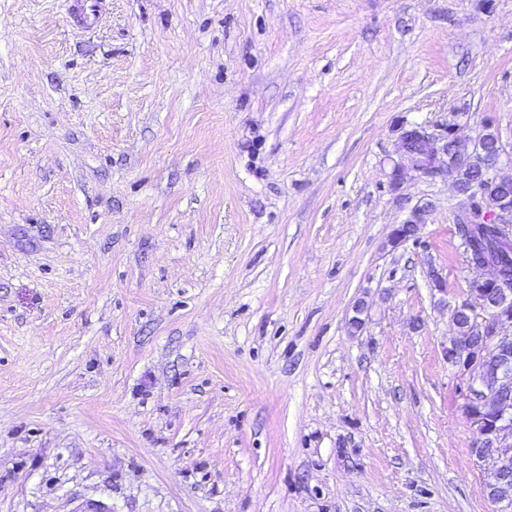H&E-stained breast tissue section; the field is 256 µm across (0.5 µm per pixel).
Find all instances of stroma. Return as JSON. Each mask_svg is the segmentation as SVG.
I'll list each match as a JSON object with an SVG mask.
<instances>
[{
  "label": "stroma",
  "instance_id": "1",
  "mask_svg": "<svg viewBox=\"0 0 512 512\" xmlns=\"http://www.w3.org/2000/svg\"><path fill=\"white\" fill-rule=\"evenodd\" d=\"M68 6L0 0V512H497L465 199L393 171L418 123L512 175V0ZM71 24L77 29H87L99 23L103 14L99 1H74L69 5Z\"/></svg>",
  "mask_w": 512,
  "mask_h": 512
}]
</instances>
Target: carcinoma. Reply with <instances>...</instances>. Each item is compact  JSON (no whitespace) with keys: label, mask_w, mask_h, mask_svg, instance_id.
Masks as SVG:
<instances>
[{"label":"carcinoma","mask_w":512,"mask_h":512,"mask_svg":"<svg viewBox=\"0 0 512 512\" xmlns=\"http://www.w3.org/2000/svg\"><path fill=\"white\" fill-rule=\"evenodd\" d=\"M486 149L479 151L470 161L462 165L453 153H448V174L455 177L467 205L458 219V233L465 247L468 261L480 260L491 256L503 267L506 276L512 275V250L496 248V232L493 226L481 222L483 203L495 198L505 200V205L512 206V186L500 188L485 183H476L480 170L489 166L497 156L498 138L489 132L485 134Z\"/></svg>","instance_id":"obj_1"}]
</instances>
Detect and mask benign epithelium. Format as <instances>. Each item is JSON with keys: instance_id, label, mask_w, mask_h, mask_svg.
I'll use <instances>...</instances> for the list:
<instances>
[{"instance_id": "1", "label": "benign epithelium", "mask_w": 512, "mask_h": 512, "mask_svg": "<svg viewBox=\"0 0 512 512\" xmlns=\"http://www.w3.org/2000/svg\"><path fill=\"white\" fill-rule=\"evenodd\" d=\"M470 266L478 275L451 311L456 332L443 354L480 448L474 458L491 473L484 494L499 512H512V289L501 287L495 263Z\"/></svg>"}]
</instances>
